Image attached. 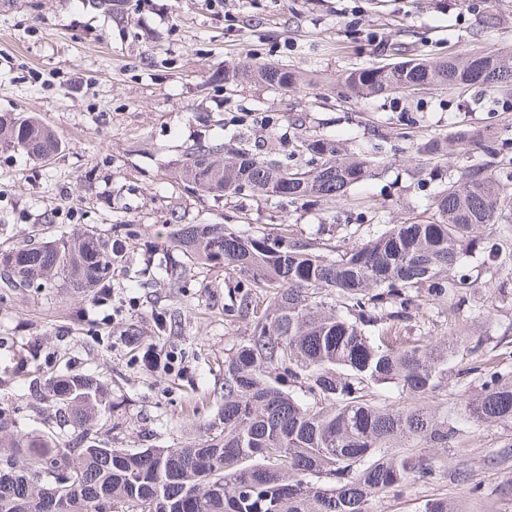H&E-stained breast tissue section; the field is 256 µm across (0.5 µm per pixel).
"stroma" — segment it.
Here are the masks:
<instances>
[{"label": "stroma", "mask_w": 512, "mask_h": 512, "mask_svg": "<svg viewBox=\"0 0 512 512\" xmlns=\"http://www.w3.org/2000/svg\"><path fill=\"white\" fill-rule=\"evenodd\" d=\"M512 49V0H486L469 11L457 0H125L123 20L90 0H0V114L33 115L66 149L38 162L0 149V248L34 228L52 238L93 231L115 236L126 264L113 274L112 303L51 282L0 288V406L17 410L20 429L52 428L49 409H34V378L68 366L97 376L112 392L105 414L112 445L183 448L207 434L224 393V358L248 338V317L225 318L239 283L220 267L200 269L190 288L128 289V272L143 263L142 244L162 243L171 211L187 221L233 224L247 234L284 224L291 236L341 244L346 225L360 235L425 212L438 175L479 159L477 151L418 154L413 135L452 138L464 126L492 134L512 129V98L451 88L415 95L339 100L337 77L395 57H447L467 50ZM260 57L301 76L297 89L273 91L244 80L226 89L225 69ZM276 126L267 128L263 116ZM310 132L358 150L375 146L378 173L347 197L317 206L242 194L215 200L179 179L178 163L197 135L229 141L241 134L260 152L268 135L288 144ZM132 225L134 235L117 234ZM473 286L457 314L444 301L423 303L402 327V342L457 337L442 388L425 404L463 414L482 382L470 368L494 358L512 378V223L476 233L462 259ZM172 313V332L155 315ZM45 361L27 372L29 349ZM450 448L436 454L448 469L435 483L382 494L370 512H421L433 498L462 512H512V424L463 422Z\"/></svg>", "instance_id": "stroma-1"}]
</instances>
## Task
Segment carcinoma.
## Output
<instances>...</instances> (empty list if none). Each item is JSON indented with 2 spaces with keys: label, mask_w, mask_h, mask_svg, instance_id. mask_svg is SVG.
I'll list each match as a JSON object with an SVG mask.
<instances>
[{
  "label": "carcinoma",
  "mask_w": 512,
  "mask_h": 512,
  "mask_svg": "<svg viewBox=\"0 0 512 512\" xmlns=\"http://www.w3.org/2000/svg\"><path fill=\"white\" fill-rule=\"evenodd\" d=\"M250 79L276 91L298 84L284 64L247 63L224 83ZM408 86H465L512 96V60L472 50L463 55L411 58L381 67H356L336 80L339 97L391 94ZM453 146L480 150V160L448 178L434 198L438 217L390 224L336 257L285 232L245 235L227 224H192L176 215L168 242L150 251L130 288L176 292L212 265L240 277L241 312L251 316L249 338L224 358V401L211 433L185 448H114L100 424L109 390L90 373L68 369L48 379L50 408L67 435L11 433L12 411L0 408V512H99L102 499L142 503L157 493L171 512H369L376 496L414 482H435L441 462L417 455L420 443L446 448L454 423L423 405L442 384L454 343H400V328L421 303L456 295L466 278L455 274L479 227L512 215V193L498 171L512 165V138L463 127ZM64 147L59 135L32 116L0 114V148L49 160ZM417 152L448 154L439 136L420 137ZM377 163L323 136L298 138L289 154L198 138L180 167L188 187L215 200L244 192L303 205L332 202L376 175ZM122 262L112 242L94 232L58 238L36 235L0 251V268L22 288L58 281L112 296V273ZM481 394L465 408L477 423H512V380L490 358L474 367ZM391 385L402 402L378 405L371 385ZM310 399L298 401L289 386ZM70 467L69 482L34 479L46 461Z\"/></svg>",
  "instance_id": "carcinoma-1"
}]
</instances>
